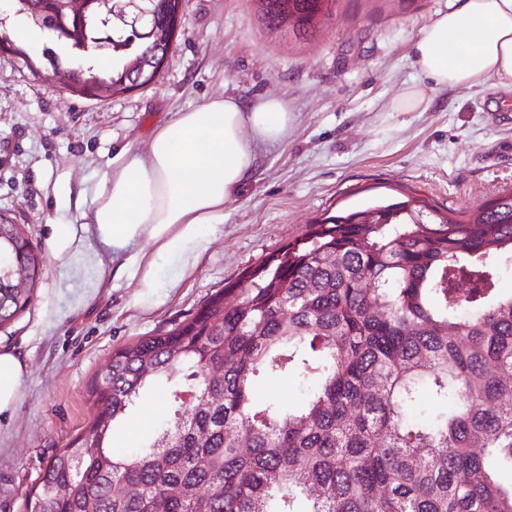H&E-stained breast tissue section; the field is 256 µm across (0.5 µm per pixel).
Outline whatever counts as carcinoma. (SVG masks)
<instances>
[{
    "label": "carcinoma",
    "instance_id": "cac0c4a2",
    "mask_svg": "<svg viewBox=\"0 0 512 512\" xmlns=\"http://www.w3.org/2000/svg\"><path fill=\"white\" fill-rule=\"evenodd\" d=\"M179 0H152L135 30L58 0L21 15L83 64L66 86L105 100L145 85L176 29ZM266 25L311 36L339 0H256ZM112 66L93 59L103 40ZM26 67L33 60L0 18ZM512 191L468 220L415 199L338 211L217 291L189 319L112 353L88 389V430L46 466L27 512H512ZM41 253L0 213V328L40 283ZM296 378L297 407L260 379ZM160 386L167 427L115 455L116 425Z\"/></svg>",
    "mask_w": 512,
    "mask_h": 512
}]
</instances>
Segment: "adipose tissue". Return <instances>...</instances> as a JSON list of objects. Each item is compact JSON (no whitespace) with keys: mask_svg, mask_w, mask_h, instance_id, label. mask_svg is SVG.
Instances as JSON below:
<instances>
[{"mask_svg":"<svg viewBox=\"0 0 512 512\" xmlns=\"http://www.w3.org/2000/svg\"><path fill=\"white\" fill-rule=\"evenodd\" d=\"M410 53L423 82L396 98L393 111L415 110L430 88L512 87V0H462L423 27ZM292 123L273 97L247 104L224 96L175 113L143 151L122 154L102 174L82 232L57 226L54 260L91 259L101 246L126 254L139 301H150L158 258L174 257L182 274L195 271L224 225L225 205L253 171L256 148L286 137ZM26 372L22 358L0 350V417L12 414Z\"/></svg>","mask_w":512,"mask_h":512,"instance_id":"1","label":"adipose tissue"}]
</instances>
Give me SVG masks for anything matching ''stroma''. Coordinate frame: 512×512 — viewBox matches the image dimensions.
I'll list each match as a JSON object with an SVG mask.
<instances>
[{
	"mask_svg": "<svg viewBox=\"0 0 512 512\" xmlns=\"http://www.w3.org/2000/svg\"><path fill=\"white\" fill-rule=\"evenodd\" d=\"M449 3L339 0L316 35L299 37L269 30L254 0H181L183 24L154 82L103 101L63 87L48 58L68 53L46 30L27 44L35 69L0 55V212L44 256L27 309L0 329V348L28 364L14 412L0 419V512H27L51 456L88 429L87 388L113 350L189 317L324 214L406 196L463 221L512 191L511 88L434 89L414 111L390 109L419 79L410 43ZM223 96L280 98L294 123L257 148L194 273L160 257L146 308L124 255L52 258L54 225L85 224L78 196L120 150L141 149L175 113ZM166 411L160 395L147 396L117 447L143 446Z\"/></svg>",
	"mask_w": 512,
	"mask_h": 512,
	"instance_id": "35a3bbf8",
	"label": "stroma"
}]
</instances>
